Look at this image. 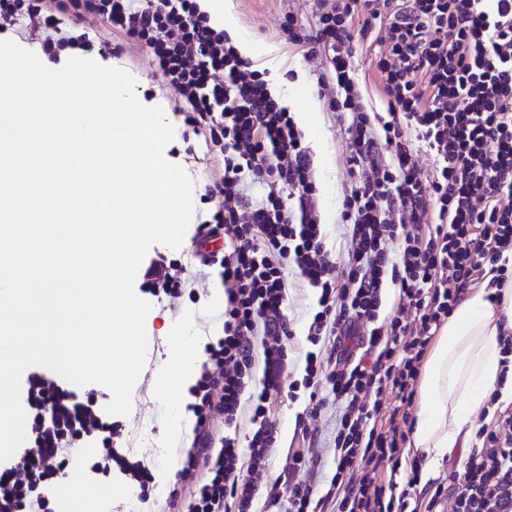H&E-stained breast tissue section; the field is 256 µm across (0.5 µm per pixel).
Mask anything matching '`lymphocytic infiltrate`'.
<instances>
[{
    "instance_id": "f902f5d3",
    "label": "lymphocytic infiltrate",
    "mask_w": 512,
    "mask_h": 512,
    "mask_svg": "<svg viewBox=\"0 0 512 512\" xmlns=\"http://www.w3.org/2000/svg\"><path fill=\"white\" fill-rule=\"evenodd\" d=\"M70 14L107 21L148 48L186 103V124L224 157V174L208 189L220 205L193 237L224 242L200 256L222 269L224 336L206 346L191 389L194 437L168 512H254L261 498L284 503V512H512V403L498 394L491 421L447 478L424 479L421 459L405 456L433 338L470 287L484 285L498 302L512 254V0H320L314 41L327 65L318 85L334 89L328 106L345 118L354 179L341 204L349 238L340 268L302 132L201 0H0V31L26 18L45 51L60 50L76 44L61 31ZM372 33L385 45L375 58L382 112L366 102L355 63ZM417 143L434 160L432 176L418 170ZM179 269L156 255L141 291L178 297ZM292 273L317 290L318 308L307 324L304 375L285 385ZM390 296L396 308H387ZM281 390L292 401L307 394L313 420L334 399L330 478L314 480L308 447L289 452L282 472L265 480L280 443L268 406ZM21 400L28 438L0 462V512H56L52 479L79 443L98 450L87 480L152 481L143 463L113 448L112 416L96 389L33 366ZM246 408L253 429L242 443L231 429ZM301 472L305 480L295 481Z\"/></svg>"
}]
</instances>
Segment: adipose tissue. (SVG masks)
<instances>
[{"mask_svg":"<svg viewBox=\"0 0 512 512\" xmlns=\"http://www.w3.org/2000/svg\"><path fill=\"white\" fill-rule=\"evenodd\" d=\"M499 305L484 289L471 290L442 327L422 375V399L412 446L434 473L455 449L468 447L487 397L512 399V370L503 371L500 339L512 334V279L504 281ZM199 339L177 333L169 339L166 384L186 393L201 361Z\"/></svg>","mask_w":512,"mask_h":512,"instance_id":"ef3b65f1","label":"adipose tissue"}]
</instances>
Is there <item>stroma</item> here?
Masks as SVG:
<instances>
[{
  "label": "stroma",
  "instance_id": "1",
  "mask_svg": "<svg viewBox=\"0 0 512 512\" xmlns=\"http://www.w3.org/2000/svg\"><path fill=\"white\" fill-rule=\"evenodd\" d=\"M240 24L253 39L258 54L272 53L281 59L277 73L280 82L276 100L292 96L295 104L293 115L315 109L313 129L305 131L306 143L315 157V181L318 204L326 241L336 263H343L349 227L340 219L339 207L349 191L351 179L344 152L345 125L338 113L329 109L326 98L317 87L318 74L324 64L319 56H311L309 40L314 33L317 0H230ZM294 15L296 39H289L283 26L287 15ZM68 35L88 34L90 44L85 49H68L58 56H48L40 40L35 39L26 22L5 32L4 37L21 48L36 54L47 68H62L70 58H91L108 67L122 68L136 80V95L145 106L159 105L166 120L174 127L176 135L164 154L171 163L181 166L190 177L196 192L192 224L208 219L218 208L219 202L206 198L209 184L222 176L224 160L209 152L203 138L191 136L183 139L186 129L183 103L179 95L168 87L152 64L148 49L124 42L110 34L106 25H91L77 18L67 19L64 26ZM304 76L303 85H296L297 76ZM192 238H185L179 249L162 247L167 257L181 262V277L185 286L181 296L171 303H152L145 320L147 351L144 367L133 387L131 408L119 416L122 434L117 444L135 459L149 464L154 475V486L149 500H142L137 482H121L120 493H109L106 498L112 512H166V502L175 482V473L186 457L183 441L172 436L175 393L166 388L163 375L167 360L170 336L188 329L198 336L209 335L212 330L223 329L224 309L209 301L210 289L220 267L205 268L194 256ZM288 309L292 335L286 346L291 354L289 380L301 379L304 374L305 330L308 318L316 307L312 288L303 285L296 275L288 277ZM306 400L288 401L283 395L272 398L270 420L276 423L281 436L280 448L274 449L268 466L270 477H277L285 465L289 449L303 445L302 436L310 423L306 415Z\"/></svg>",
  "mask_w": 512,
  "mask_h": 512
}]
</instances>
